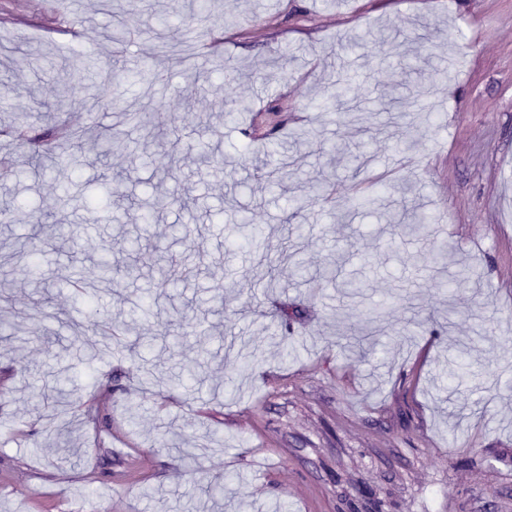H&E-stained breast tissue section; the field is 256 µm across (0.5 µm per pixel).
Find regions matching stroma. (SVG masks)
<instances>
[{
  "label": "stroma",
  "instance_id": "1",
  "mask_svg": "<svg viewBox=\"0 0 512 512\" xmlns=\"http://www.w3.org/2000/svg\"><path fill=\"white\" fill-rule=\"evenodd\" d=\"M145 7L174 55L135 34L114 56V16ZM187 29L213 44L205 59ZM399 49L421 73L403 75ZM189 68L204 92L185 94ZM59 77L97 83V99L56 111ZM4 87L0 125L74 143L46 142L57 161L39 172L28 147L0 144V255L41 250L36 272L0 266V512H512V0H0ZM118 93L165 136L123 123ZM317 179L323 198L294 213ZM187 189L194 205L116 251L140 202ZM401 214L426 217V235L392 239ZM243 222L263 225L279 288ZM58 224L79 233L54 241ZM441 246L454 266L426 262ZM300 261L313 281L291 277ZM90 295L99 326L77 339L62 321ZM183 321L205 336L165 334ZM142 336L152 350L131 354ZM284 340L296 359L280 360ZM462 348L474 374L453 391ZM190 370L199 387L180 383ZM227 473L223 496L204 495Z\"/></svg>",
  "mask_w": 512,
  "mask_h": 512
}]
</instances>
